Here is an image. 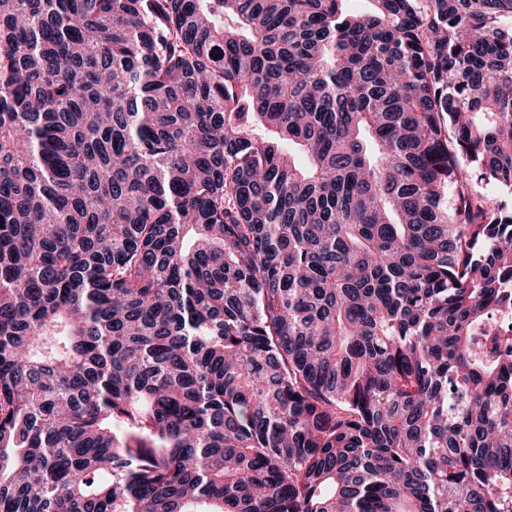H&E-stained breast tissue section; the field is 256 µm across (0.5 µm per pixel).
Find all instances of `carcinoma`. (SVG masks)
<instances>
[{"label": "carcinoma", "instance_id": "1", "mask_svg": "<svg viewBox=\"0 0 512 512\" xmlns=\"http://www.w3.org/2000/svg\"><path fill=\"white\" fill-rule=\"evenodd\" d=\"M0 0V512H512V0Z\"/></svg>", "mask_w": 512, "mask_h": 512}]
</instances>
